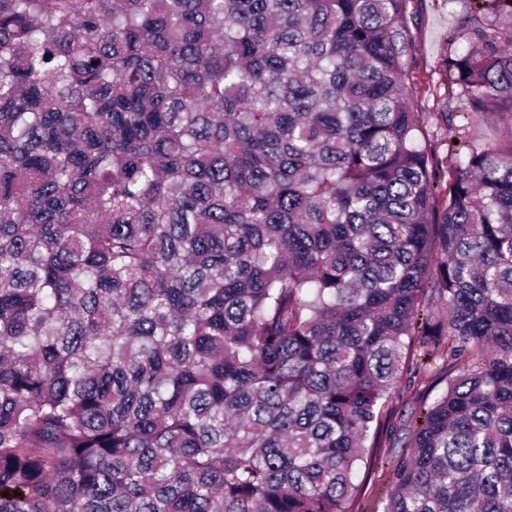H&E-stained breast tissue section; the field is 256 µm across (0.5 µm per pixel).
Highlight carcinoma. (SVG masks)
Segmentation results:
<instances>
[{"label": "carcinoma", "instance_id": "1", "mask_svg": "<svg viewBox=\"0 0 512 512\" xmlns=\"http://www.w3.org/2000/svg\"><path fill=\"white\" fill-rule=\"evenodd\" d=\"M410 2L0 0V512H512V0L444 158ZM413 376L416 375L410 372L404 373L391 390L389 407L394 411L396 418L401 414L406 417L410 413L418 393L426 388L425 385H428L423 382L421 376L416 378ZM386 475L382 472V467L378 465L376 470H373L371 474V480L369 484V492L365 498L360 502V507L366 504L369 512H383L385 504V494L383 491L386 490Z\"/></svg>", "mask_w": 512, "mask_h": 512}]
</instances>
